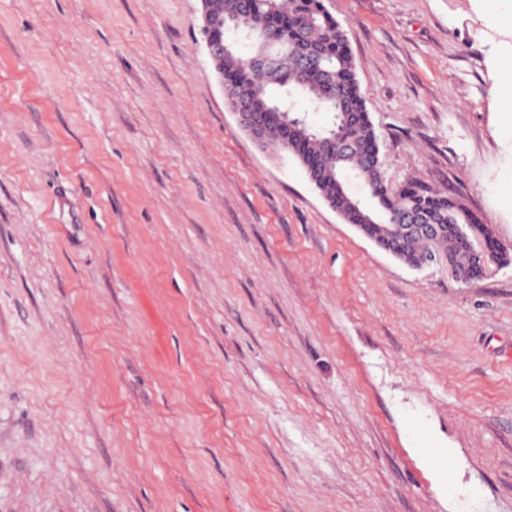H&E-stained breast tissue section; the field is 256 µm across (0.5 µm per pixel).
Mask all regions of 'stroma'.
I'll list each match as a JSON object with an SVG mask.
<instances>
[{
  "label": "stroma",
  "mask_w": 512,
  "mask_h": 512,
  "mask_svg": "<svg viewBox=\"0 0 512 512\" xmlns=\"http://www.w3.org/2000/svg\"><path fill=\"white\" fill-rule=\"evenodd\" d=\"M387 186L512 253V24L324 0ZM200 0H0V512H512V263L461 282L238 126Z\"/></svg>",
  "instance_id": "stroma-1"
}]
</instances>
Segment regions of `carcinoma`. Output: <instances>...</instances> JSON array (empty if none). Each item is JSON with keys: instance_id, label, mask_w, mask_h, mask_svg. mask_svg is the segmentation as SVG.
I'll return each mask as SVG.
<instances>
[{"instance_id": "obj_1", "label": "carcinoma", "mask_w": 512, "mask_h": 512, "mask_svg": "<svg viewBox=\"0 0 512 512\" xmlns=\"http://www.w3.org/2000/svg\"><path fill=\"white\" fill-rule=\"evenodd\" d=\"M234 4L235 0H209L208 8L215 16L214 32L220 39H226V34L231 32L224 18ZM240 33L254 53L268 35L283 39L281 46L286 56L278 66L258 72L248 65V58L230 47L216 64L224 74V91L251 101L253 111L266 114L271 123L288 130V139L275 142L272 150L296 159L318 193L332 203L345 223L358 228L379 248L403 261H411L429 250L451 253L464 267L468 279L482 276L481 266L472 255L471 241L477 238L483 251L497 260L512 259L489 225L475 217L464 240L455 234H445L434 242L418 239L400 248L387 243L386 222L364 223L363 214L367 210L351 193L349 185L353 182L377 199L378 211L413 208L431 224L460 223L458 211L464 205L458 198L413 185L397 192L386 185L381 173L378 135L357 80L345 30L326 8L324 0H253V13ZM312 49L322 55V70L314 74L298 73L300 55ZM270 85L285 89L288 97L295 93L305 97L314 109L330 114V123L312 127L285 100L269 97ZM344 118L357 141L356 149L347 153L336 151L331 142V134L342 126Z\"/></svg>"}]
</instances>
